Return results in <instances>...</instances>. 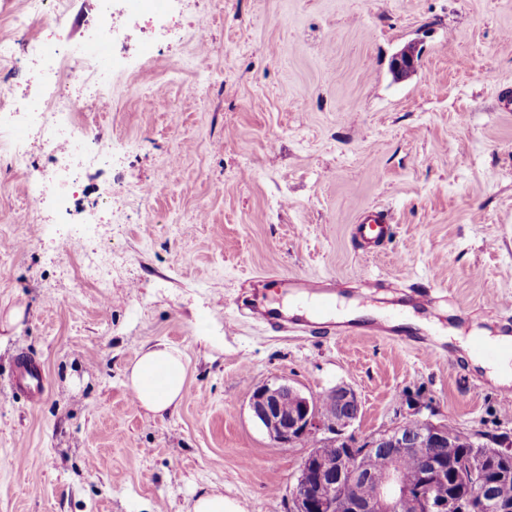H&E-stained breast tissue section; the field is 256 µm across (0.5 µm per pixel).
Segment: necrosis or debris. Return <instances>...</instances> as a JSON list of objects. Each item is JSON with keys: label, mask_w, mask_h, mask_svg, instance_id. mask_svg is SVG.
<instances>
[{"label": "necrosis or debris", "mask_w": 512, "mask_h": 512, "mask_svg": "<svg viewBox=\"0 0 512 512\" xmlns=\"http://www.w3.org/2000/svg\"><path fill=\"white\" fill-rule=\"evenodd\" d=\"M176 0H101L94 23L80 44L59 55L57 30L37 34L30 28L52 14L54 0H25L13 15L16 30L26 32L23 44L0 39V68H29L22 82L0 79V137L9 142L7 154L16 169H28V143H36L54 160V176L63 192L75 183L73 169L93 165L95 159L84 147L85 125L76 123L71 101L102 108L112 83V74L129 69L120 56L101 59L100 54L124 43L130 35L157 24L172 30L181 25Z\"/></svg>", "instance_id": "necrosis-or-debris-1"}]
</instances>
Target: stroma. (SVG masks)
Returning a JSON list of instances; mask_svg holds the SVG:
<instances>
[{
  "instance_id": "stroma-1",
  "label": "stroma",
  "mask_w": 512,
  "mask_h": 512,
  "mask_svg": "<svg viewBox=\"0 0 512 512\" xmlns=\"http://www.w3.org/2000/svg\"><path fill=\"white\" fill-rule=\"evenodd\" d=\"M124 52L107 107L76 112L114 148L86 171L72 223L38 210L29 173L0 152V512H189L220 492L240 512H286L308 446L280 448L250 396L278 377L319 396L339 384L356 441L412 413L512 435L502 392L449 343L430 356L380 336H281L231 314L247 277L332 278L345 303L393 309L426 288L421 317L498 335L487 296L512 301V0H190L179 39ZM418 66L392 74V56ZM110 199L124 221L89 240L77 218ZM391 212L377 251L355 245L367 207ZM111 266L86 278V250ZM393 282L375 291L370 281ZM23 317L9 324L13 310ZM166 343L189 362L157 418L129 403L126 371ZM40 363L45 394L16 390ZM17 372L19 392L31 401L38 400L44 388L39 365L29 359L22 358L17 364Z\"/></svg>"
}]
</instances>
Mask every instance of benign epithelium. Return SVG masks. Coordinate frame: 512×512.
I'll return each mask as SVG.
<instances>
[{"label": "benign epithelium", "instance_id": "1", "mask_svg": "<svg viewBox=\"0 0 512 512\" xmlns=\"http://www.w3.org/2000/svg\"><path fill=\"white\" fill-rule=\"evenodd\" d=\"M392 70L403 75L414 67L413 56L404 51L391 63ZM324 409L317 399L279 378L256 387L249 407L255 420L265 429L276 446L286 448L313 438L328 443H344L334 457L320 455L311 448L303 457L299 475L288 498V512H399L402 500H415V512H461L454 503L438 499L435 486L446 481L448 468L427 456V449L448 444V427L419 414L399 421L358 443L344 430L354 424L361 413L356 392L347 385L331 389ZM474 451L457 465L460 476L470 480L473 498L491 505L489 512H512L492 499L491 485L478 476L482 460L481 442L470 437ZM386 452L385 464L368 469L364 462ZM414 455L424 462L421 479L414 485L401 482L394 460ZM371 488L370 496L360 499L353 494L358 483Z\"/></svg>", "mask_w": 512, "mask_h": 512}]
</instances>
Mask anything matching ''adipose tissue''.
<instances>
[{
  "mask_svg": "<svg viewBox=\"0 0 512 512\" xmlns=\"http://www.w3.org/2000/svg\"><path fill=\"white\" fill-rule=\"evenodd\" d=\"M187 370L179 349L159 343L138 353L127 369V384L139 407L162 418L180 405Z\"/></svg>",
  "mask_w": 512,
  "mask_h": 512,
  "instance_id": "adipose-tissue-1",
  "label": "adipose tissue"
}]
</instances>
